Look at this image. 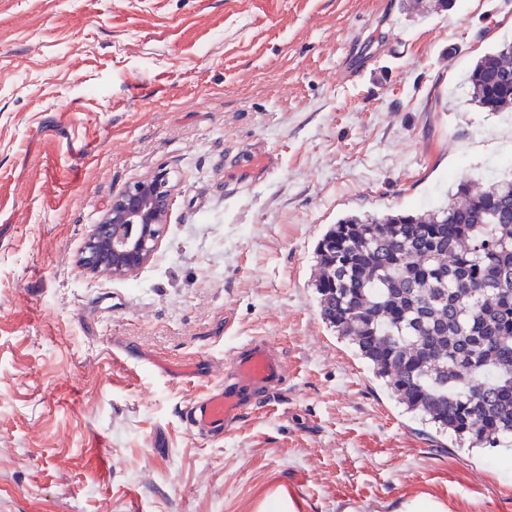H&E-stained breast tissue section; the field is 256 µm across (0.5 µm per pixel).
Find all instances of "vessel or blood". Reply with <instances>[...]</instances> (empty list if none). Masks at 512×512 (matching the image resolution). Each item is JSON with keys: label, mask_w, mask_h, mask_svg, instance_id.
Segmentation results:
<instances>
[{"label": "vessel or blood", "mask_w": 512, "mask_h": 512, "mask_svg": "<svg viewBox=\"0 0 512 512\" xmlns=\"http://www.w3.org/2000/svg\"><path fill=\"white\" fill-rule=\"evenodd\" d=\"M287 381L284 356L267 339H250L226 353L223 383L186 404L184 425L207 439H223L257 402L275 399Z\"/></svg>", "instance_id": "1"}]
</instances>
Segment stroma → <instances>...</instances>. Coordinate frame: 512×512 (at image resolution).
<instances>
[{
  "label": "stroma",
  "instance_id": "stroma-1",
  "mask_svg": "<svg viewBox=\"0 0 512 512\" xmlns=\"http://www.w3.org/2000/svg\"><path fill=\"white\" fill-rule=\"evenodd\" d=\"M0 0V512H512L503 448L436 435L322 321L315 249L502 176L512 112L470 99L512 6ZM270 171L226 174L263 148ZM175 186L154 257L78 263L135 179ZM262 336L291 375L223 441L181 408ZM112 453L101 464L103 450Z\"/></svg>",
  "mask_w": 512,
  "mask_h": 512
}]
</instances>
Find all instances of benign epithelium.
<instances>
[{
    "label": "benign epithelium",
    "mask_w": 512,
    "mask_h": 512,
    "mask_svg": "<svg viewBox=\"0 0 512 512\" xmlns=\"http://www.w3.org/2000/svg\"><path fill=\"white\" fill-rule=\"evenodd\" d=\"M172 192L163 168L127 184L99 222L90 225L79 265L114 278L144 265L157 249V230L168 223Z\"/></svg>",
    "instance_id": "obj_1"
}]
</instances>
